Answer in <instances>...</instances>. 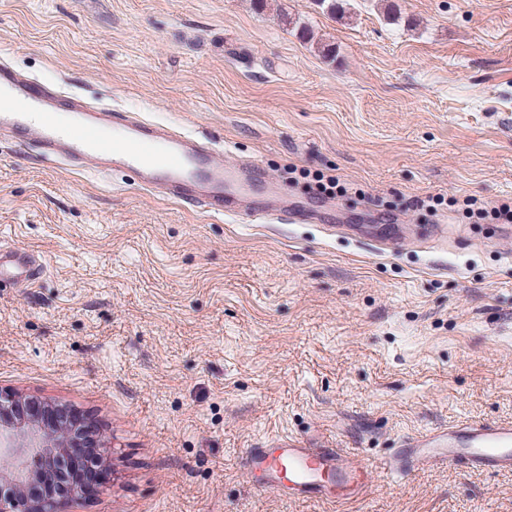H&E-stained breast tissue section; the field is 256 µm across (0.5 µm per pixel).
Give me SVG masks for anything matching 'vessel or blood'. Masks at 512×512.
I'll return each mask as SVG.
<instances>
[{"label": "vessel or blood", "instance_id": "1", "mask_svg": "<svg viewBox=\"0 0 512 512\" xmlns=\"http://www.w3.org/2000/svg\"><path fill=\"white\" fill-rule=\"evenodd\" d=\"M56 92L0 69V130L33 135L51 157L92 158L107 171H134L140 184L164 198L210 214H243L293 224L314 219L306 205L267 207L266 181L250 160L224 166L212 161L209 142L124 112L98 110L71 99L59 112ZM512 470V424L473 422L404 440L391 466L408 463ZM244 468L282 495L344 503L366 487L367 465L351 464L336 448H309L288 440L276 448H250Z\"/></svg>", "mask_w": 512, "mask_h": 512}]
</instances>
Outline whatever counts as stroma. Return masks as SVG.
I'll use <instances>...</instances> for the list:
<instances>
[{
  "mask_svg": "<svg viewBox=\"0 0 512 512\" xmlns=\"http://www.w3.org/2000/svg\"><path fill=\"white\" fill-rule=\"evenodd\" d=\"M337 2L0 0V64L329 209L210 216L0 137V248L44 264L0 286V394L77 410L106 464L62 512H512V471L384 468L512 422V235L435 202L512 199V0ZM388 226L396 249L366 241ZM286 436L367 463V492L251 478L245 450Z\"/></svg>",
  "mask_w": 512,
  "mask_h": 512,
  "instance_id": "stroma-1",
  "label": "stroma"
}]
</instances>
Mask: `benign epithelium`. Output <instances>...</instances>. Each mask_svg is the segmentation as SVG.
<instances>
[{"label": "benign epithelium", "instance_id": "1", "mask_svg": "<svg viewBox=\"0 0 512 512\" xmlns=\"http://www.w3.org/2000/svg\"><path fill=\"white\" fill-rule=\"evenodd\" d=\"M94 428L67 407L34 398L0 400V512H59L52 485L83 465L80 443Z\"/></svg>", "mask_w": 512, "mask_h": 512}]
</instances>
